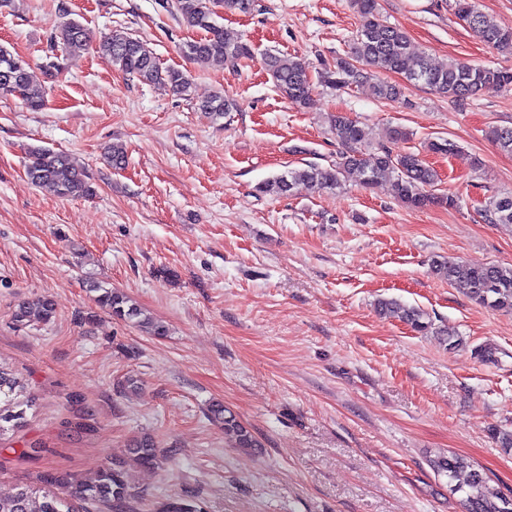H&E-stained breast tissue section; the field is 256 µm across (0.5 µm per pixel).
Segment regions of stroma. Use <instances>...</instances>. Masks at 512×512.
<instances>
[{"label": "stroma", "instance_id": "stroma-1", "mask_svg": "<svg viewBox=\"0 0 512 512\" xmlns=\"http://www.w3.org/2000/svg\"><path fill=\"white\" fill-rule=\"evenodd\" d=\"M378 4L433 64L512 69V56L456 17L454 0ZM66 16L95 40L116 30L144 38L191 84L176 94L134 81L91 49L47 78L43 110L0 97V360L36 398L25 425L0 440V493L44 470L91 477L143 433L165 463L134 470L125 512L178 496L203 512H463L429 465L440 452L512 493V453L491 435L512 430V314L479 306L432 269L442 258L512 266V224L481 214L488 198L512 195V153L487 137L512 126V88L463 104L413 88L404 106L367 85H317L303 108L282 99L259 55L334 63L359 24L349 0H258L252 13L225 14V30L256 55L235 71L187 60L181 48L199 31L156 0H14L0 10V44L39 67ZM218 91L238 108L215 121L198 105ZM336 112L369 127L373 143L420 154L455 205L411 209L387 184L356 179L258 193L288 169L335 162ZM396 127L407 139L391 140ZM438 138L457 153L429 152ZM114 143L125 168L104 159ZM38 146L85 163L93 195L30 184L26 152ZM163 266L175 283L156 278ZM92 280L126 292L166 335L112 318ZM381 297L424 310L434 332L380 316ZM36 298L53 303L54 318L16 322L18 305ZM444 326L463 346L436 336ZM487 344L495 362L476 355ZM130 376L138 390L126 389ZM215 403L258 447L226 442Z\"/></svg>", "mask_w": 512, "mask_h": 512}]
</instances>
